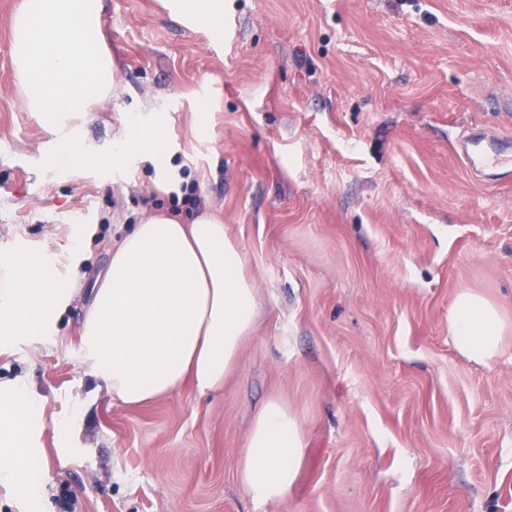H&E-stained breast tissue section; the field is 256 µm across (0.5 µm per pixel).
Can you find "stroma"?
<instances>
[{
  "instance_id": "obj_1",
  "label": "stroma",
  "mask_w": 512,
  "mask_h": 512,
  "mask_svg": "<svg viewBox=\"0 0 512 512\" xmlns=\"http://www.w3.org/2000/svg\"><path fill=\"white\" fill-rule=\"evenodd\" d=\"M22 3L0 0V258L27 245L76 294L50 336L0 345L44 450L0 512H512V186L454 150L512 131V0H224L220 39L158 0H101L119 92L58 134L23 102ZM136 117L161 122V155L114 154ZM192 180L182 216L223 218L255 328L222 388L115 403L82 363L95 280ZM463 290L506 323L485 363L449 333ZM271 400L302 459L260 501L239 466Z\"/></svg>"
}]
</instances>
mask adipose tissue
Masks as SVG:
<instances>
[{
  "instance_id": "1",
  "label": "adipose tissue",
  "mask_w": 512,
  "mask_h": 512,
  "mask_svg": "<svg viewBox=\"0 0 512 512\" xmlns=\"http://www.w3.org/2000/svg\"><path fill=\"white\" fill-rule=\"evenodd\" d=\"M172 18L224 34V0H162ZM0 344L44 335L71 296L56 286L53 264L36 255L0 263ZM256 294L245 259L214 213L184 223L164 213L135 224L113 249L82 327L83 362L106 383L113 401L140 404L191 381L198 393L224 384L256 318ZM457 348L489 361L500 353L504 322L486 298L458 294L448 318ZM40 422L24 383L0 382V483L18 482L36 450ZM302 454L288 410L267 402L256 414L240 478L257 499L283 498Z\"/></svg>"
}]
</instances>
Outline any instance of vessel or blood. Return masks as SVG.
<instances>
[{
    "label": "vessel or blood",
    "instance_id": "vessel-or-blood-1",
    "mask_svg": "<svg viewBox=\"0 0 512 512\" xmlns=\"http://www.w3.org/2000/svg\"><path fill=\"white\" fill-rule=\"evenodd\" d=\"M456 151L465 168L490 185L512 182V135L464 134Z\"/></svg>",
    "mask_w": 512,
    "mask_h": 512
}]
</instances>
